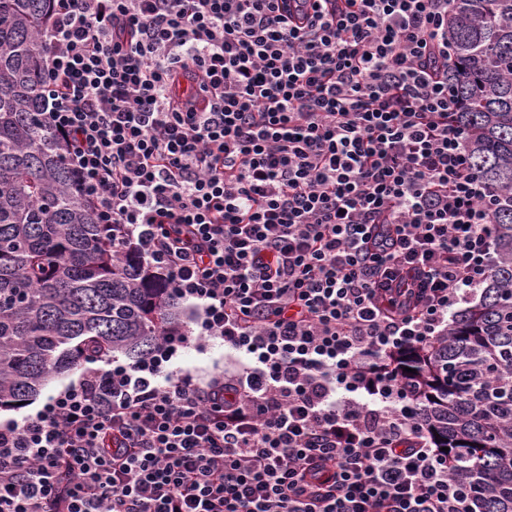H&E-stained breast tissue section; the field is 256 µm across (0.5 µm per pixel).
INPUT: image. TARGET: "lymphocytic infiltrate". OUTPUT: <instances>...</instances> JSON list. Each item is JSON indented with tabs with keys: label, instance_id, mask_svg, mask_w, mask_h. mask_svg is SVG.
Here are the masks:
<instances>
[{
	"label": "lymphocytic infiltrate",
	"instance_id": "f902f5d3",
	"mask_svg": "<svg viewBox=\"0 0 512 512\" xmlns=\"http://www.w3.org/2000/svg\"><path fill=\"white\" fill-rule=\"evenodd\" d=\"M452 58L448 0H54L43 120L197 330L0 421V512H477L388 363L496 262ZM246 359L224 349V345L214 343L207 351L199 353L194 349L185 350L178 359L177 365L197 371L202 376H207L217 369L230 370L236 368Z\"/></svg>",
	"mask_w": 512,
	"mask_h": 512
}]
</instances>
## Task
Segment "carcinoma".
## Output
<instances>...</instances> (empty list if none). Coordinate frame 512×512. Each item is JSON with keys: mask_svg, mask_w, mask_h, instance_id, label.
Listing matches in <instances>:
<instances>
[{"mask_svg": "<svg viewBox=\"0 0 512 512\" xmlns=\"http://www.w3.org/2000/svg\"><path fill=\"white\" fill-rule=\"evenodd\" d=\"M53 0H0V408L84 359L132 361L182 331L168 282L79 199L67 147L40 117ZM448 76L474 171L502 196L497 262L432 351L401 355L429 437L480 512H512V0H449Z\"/></svg>", "mask_w": 512, "mask_h": 512, "instance_id": "obj_1", "label": "carcinoma"}]
</instances>
